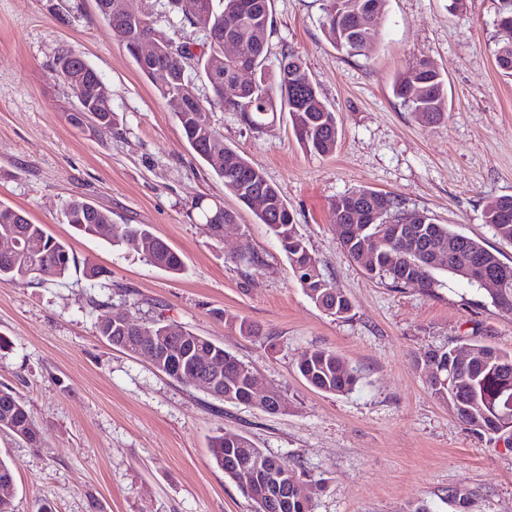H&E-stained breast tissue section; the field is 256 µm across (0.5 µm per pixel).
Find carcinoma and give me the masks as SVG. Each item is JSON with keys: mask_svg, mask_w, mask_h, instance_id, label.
<instances>
[{"mask_svg": "<svg viewBox=\"0 0 512 512\" xmlns=\"http://www.w3.org/2000/svg\"><path fill=\"white\" fill-rule=\"evenodd\" d=\"M497 34L494 59L498 70L512 78V0H495ZM387 0H325L322 32L337 51L358 56L379 35L377 20ZM168 11L148 10L140 14L120 8L121 0H96L100 17L112 29L114 37L134 54L133 45L140 36L156 34L160 38L157 64L171 70L174 81L157 87L160 96L173 100L191 92L192 76L205 79L213 97L198 98L187 110L175 112L178 125L191 149L205 162L210 150L224 152V165L212 167L214 176L224 189L240 202L247 203L248 188L263 192L268 205L257 212L288 258L294 276L307 297L331 316L347 317L349 300L336 284L312 266L319 264L302 236L287 203L278 189L270 184L262 171L251 165L237 150L224 144L223 136L211 125L209 112L219 106L236 113L249 129L261 133L273 124L280 111L288 112L297 141L309 153L326 156L336 150L338 123L336 112L323 101L302 59L288 52L278 61L275 72H269L267 42L272 31L271 0H167ZM204 32L209 51L194 57L190 45L177 42L162 28L173 25L169 14ZM240 44L234 59L224 56V38ZM257 72L255 83L244 84L232 98L224 87L238 80L241 72ZM54 73L72 91L76 108L67 118L76 127L85 125L84 118L94 116L95 127L109 131L115 122L111 98L99 90L104 82L98 71L82 55L72 49L58 53ZM404 106L427 122L440 121L448 112L447 87L443 75L429 60L415 62L393 87ZM376 216L367 223H354L356 210ZM214 241L224 239L223 227L236 223L232 211L218 215V205L199 198L191 205ZM334 222L344 228L342 246L356 262L363 265L371 279L389 281L395 288L416 285L425 292L436 288L437 272L479 287L475 280H465L456 268L471 265L500 279L501 287L475 301L512 314V263L486 248L481 242L439 224L425 212L398 211L391 195L372 189H359L337 196L331 203ZM65 223L77 233L107 241L114 247L134 246L154 266L179 275L184 271L181 257L149 226L116 224L112 213L91 203L70 199L63 205ZM484 221L492 225L500 238L512 242V196L490 202L484 210ZM0 238H13L18 252L13 264L0 266V282L24 286L45 281H62L71 272L75 259L68 244L51 234L43 225L33 224L23 212L0 203ZM40 269V279L29 275L31 267ZM99 336L112 346L141 354L153 350L158 371L180 382L182 378L169 372L163 362L170 358H186L199 367L210 364L215 389L208 394L221 401L231 397L273 414L277 403L286 400L277 393L262 395L254 370L224 346L199 336L185 327L157 316L146 322L97 324ZM468 358L460 361L456 349H431L417 357L424 370L430 394L452 406L457 417L469 429L491 439L512 443V352L485 345L477 340L465 346ZM301 377L311 387L325 393L343 394L354 389L358 377L334 351L318 349L304 354L297 365ZM14 435L34 437L42 429L27 406L13 393L0 389V430ZM211 454L216 466L251 500L254 512H265L262 502L267 478L253 470V461L264 456L250 439L226 432L215 437ZM14 469L0 460V512H13L11 492Z\"/></svg>", "mask_w": 512, "mask_h": 512, "instance_id": "obj_1", "label": "carcinoma"}]
</instances>
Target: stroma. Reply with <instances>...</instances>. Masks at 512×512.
I'll return each mask as SVG.
<instances>
[{
    "instance_id": "obj_1",
    "label": "stroma",
    "mask_w": 512,
    "mask_h": 512,
    "mask_svg": "<svg viewBox=\"0 0 512 512\" xmlns=\"http://www.w3.org/2000/svg\"><path fill=\"white\" fill-rule=\"evenodd\" d=\"M268 63L298 54L338 114L333 154L305 152L288 116L256 133L216 108L225 145L261 169L293 212L321 272L346 294L347 318L306 296L252 208L226 194L187 145L171 106L100 18L96 0H0V203L65 240L76 267L64 282L0 283V387L43 430L33 446L0 431L14 466V512H252L211 459L233 432L294 465L313 512H512V446L491 442L433 398L415 358L477 339L512 351V315L471 303L438 273L434 292L369 278L343 250L331 203L370 188L426 211L512 262V242L485 224L486 205L512 195V78L495 66V0H388L379 40L350 57L325 40L322 0H271ZM72 48L112 94L111 130L73 127L74 102L53 75ZM447 81L448 112L421 120L392 92L413 62ZM237 214L222 242L189 217L199 197ZM82 199L120 224H146L183 259L173 276L137 251L76 234L62 206ZM255 254L253 268L240 256ZM106 271L91 287L85 264ZM224 345L285 398L267 414L174 381L151 360L96 334L98 321L154 315ZM247 321L260 333L239 330ZM336 351L356 387L327 394L297 370L309 350Z\"/></svg>"
}]
</instances>
